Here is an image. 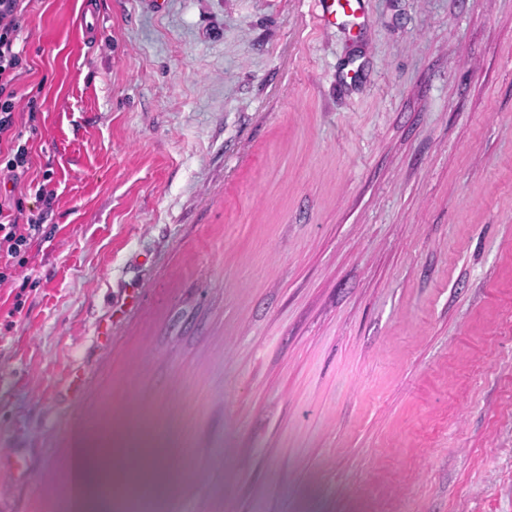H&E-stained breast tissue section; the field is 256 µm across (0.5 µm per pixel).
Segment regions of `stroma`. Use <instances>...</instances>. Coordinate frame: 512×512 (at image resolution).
Returning a JSON list of instances; mask_svg holds the SVG:
<instances>
[{"label": "stroma", "instance_id": "stroma-1", "mask_svg": "<svg viewBox=\"0 0 512 512\" xmlns=\"http://www.w3.org/2000/svg\"><path fill=\"white\" fill-rule=\"evenodd\" d=\"M30 0L54 200L0 285V512L102 417L153 512H512V0ZM319 6L317 20L322 27L336 23L338 15H356L363 12V0H314Z\"/></svg>", "mask_w": 512, "mask_h": 512}]
</instances>
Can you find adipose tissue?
Returning <instances> with one entry per match:
<instances>
[{
    "label": "adipose tissue",
    "instance_id": "ef3b65f1",
    "mask_svg": "<svg viewBox=\"0 0 512 512\" xmlns=\"http://www.w3.org/2000/svg\"><path fill=\"white\" fill-rule=\"evenodd\" d=\"M76 462L78 512H112L116 503L145 490L164 496L177 473L170 444L159 431L116 426L108 418L96 437L79 443Z\"/></svg>",
    "mask_w": 512,
    "mask_h": 512
}]
</instances>
